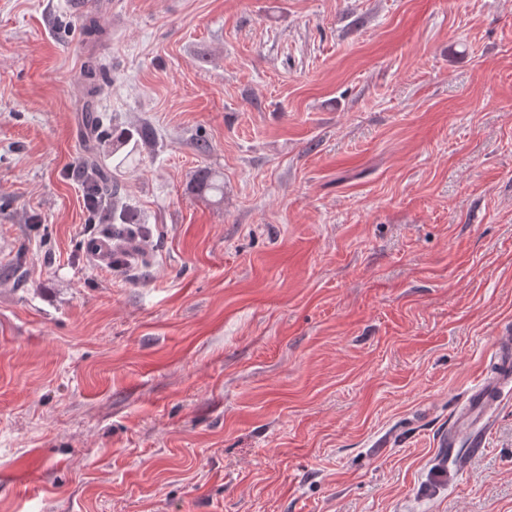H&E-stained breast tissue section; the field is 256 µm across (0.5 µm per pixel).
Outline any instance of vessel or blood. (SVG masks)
Returning <instances> with one entry per match:
<instances>
[{"mask_svg":"<svg viewBox=\"0 0 512 512\" xmlns=\"http://www.w3.org/2000/svg\"><path fill=\"white\" fill-rule=\"evenodd\" d=\"M496 369L470 389L454 414V427L441 442L443 452L453 455L458 444L481 448L490 429L494 412L507 385H512V337H495Z\"/></svg>","mask_w":512,"mask_h":512,"instance_id":"b4317fda","label":"vessel or blood"}]
</instances>
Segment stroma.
<instances>
[{"mask_svg": "<svg viewBox=\"0 0 512 512\" xmlns=\"http://www.w3.org/2000/svg\"><path fill=\"white\" fill-rule=\"evenodd\" d=\"M509 330L512 0H0V512H512ZM105 167V156H103V159L99 156V160H88L85 166H83L85 192L88 197L92 198L102 194L101 186L111 181L112 176ZM102 218L105 221H112V223L102 224H118V221L120 222L119 224H134L128 216L126 206H123L121 197L116 190H113V187L112 197L107 200V206L104 207ZM88 251L98 265H108L112 261V235L107 234L93 239L88 244ZM127 266L128 261H112V269L115 271H119ZM494 339L496 370L470 389L454 413V427L440 444L443 454L454 458L461 440L472 452L482 448L494 412L507 385H512V337L501 333Z\"/></svg>", "mask_w": 512, "mask_h": 512, "instance_id": "1", "label": "stroma"}]
</instances>
